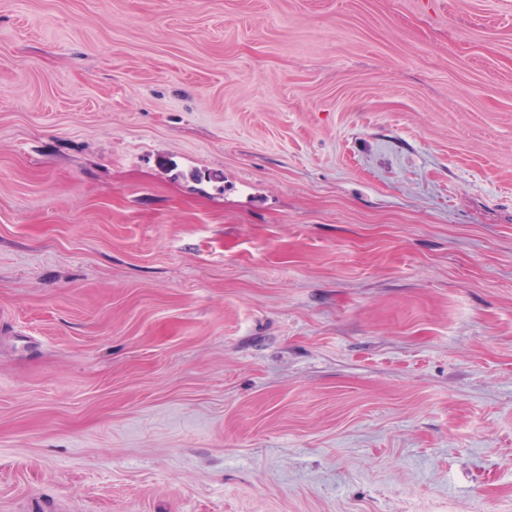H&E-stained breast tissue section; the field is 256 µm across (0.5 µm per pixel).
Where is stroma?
<instances>
[{
	"mask_svg": "<svg viewBox=\"0 0 512 512\" xmlns=\"http://www.w3.org/2000/svg\"><path fill=\"white\" fill-rule=\"evenodd\" d=\"M0 512H512V0H0Z\"/></svg>",
	"mask_w": 512,
	"mask_h": 512,
	"instance_id": "1",
	"label": "stroma"
}]
</instances>
